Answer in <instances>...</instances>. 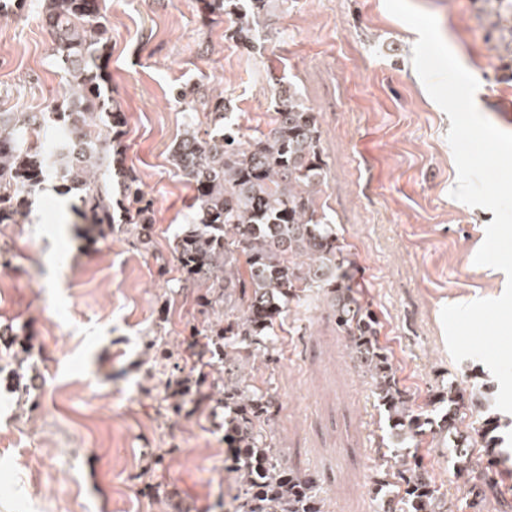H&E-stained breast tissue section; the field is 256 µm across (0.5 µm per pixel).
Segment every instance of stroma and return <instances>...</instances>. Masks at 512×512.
<instances>
[{
    "label": "stroma",
    "mask_w": 512,
    "mask_h": 512,
    "mask_svg": "<svg viewBox=\"0 0 512 512\" xmlns=\"http://www.w3.org/2000/svg\"><path fill=\"white\" fill-rule=\"evenodd\" d=\"M479 81L478 110L512 132V63L501 61L483 0H411ZM38 0H0V111L46 112L67 96ZM106 98L127 120L126 166L152 204L149 225L105 233L77 222L74 192L47 181L19 224H0V512H224L223 403L176 411L169 386L195 389L190 347L209 316L179 282L175 236L194 223L193 191L169 161L187 121L175 97L205 83L231 101L244 138L267 131L276 84L317 114L326 179L318 198L357 261L400 384L424 417L439 392L499 384L451 357L444 305L499 297L503 272L475 265L492 211L450 197V120L412 64L417 33L384 0H277L254 45L200 0H100ZM152 239L143 248L142 234ZM257 386L290 464L319 477L327 512H376L375 448L387 432L326 302L281 314ZM428 475L459 512L470 497L444 445L420 444Z\"/></svg>",
    "instance_id": "35a3bbf8"
}]
</instances>
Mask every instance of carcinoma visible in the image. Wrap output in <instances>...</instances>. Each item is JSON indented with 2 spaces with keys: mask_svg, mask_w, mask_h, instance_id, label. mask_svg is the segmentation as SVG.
Listing matches in <instances>:
<instances>
[{
  "mask_svg": "<svg viewBox=\"0 0 512 512\" xmlns=\"http://www.w3.org/2000/svg\"><path fill=\"white\" fill-rule=\"evenodd\" d=\"M53 24L55 63L67 77L69 96L44 112H0V224H17L29 195L54 177L79 191L72 211L103 231L114 224L150 222V202L125 167L117 141L126 118L116 107L101 111L104 74L97 59L104 44L98 0H41ZM218 17L237 15L230 38L248 45L266 27L273 0H205ZM488 17L500 44L512 55V0H494ZM177 96L187 111L202 107L211 131L199 136L190 118L174 145L171 161L194 186L198 222L174 240L173 253L186 286L208 284L199 298L217 319L198 335L208 339L224 363V407L232 409L224 428L228 460L237 474L230 512H325L317 478L293 469L273 447L269 425L275 397L250 384L243 363L250 349L276 345L273 325L285 305L322 297L336 317L353 362L371 384L388 427L380 447L381 483L396 488L404 512H452L448 498L424 472L415 452L399 448L429 435L448 445L456 475L477 490L480 508L486 491L500 490L496 476L495 424L478 428L484 455L469 447L461 429L480 396L458 388L442 393L448 413L441 424L421 418L401 390L393 364L379 341L381 323L358 298L356 263L318 205L326 164L317 116L293 84L275 93L276 120L251 140L231 122L229 103L201 85H186ZM121 179L125 205L115 216L112 175Z\"/></svg>",
  "mask_w": 512,
  "mask_h": 512,
  "instance_id": "obj_1",
  "label": "carcinoma"
}]
</instances>
